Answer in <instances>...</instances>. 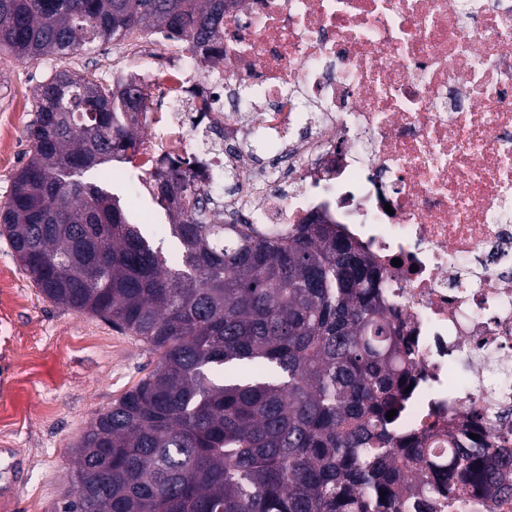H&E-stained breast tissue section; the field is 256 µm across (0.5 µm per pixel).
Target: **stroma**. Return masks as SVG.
<instances>
[{
    "instance_id": "stroma-1",
    "label": "stroma",
    "mask_w": 512,
    "mask_h": 512,
    "mask_svg": "<svg viewBox=\"0 0 512 512\" xmlns=\"http://www.w3.org/2000/svg\"><path fill=\"white\" fill-rule=\"evenodd\" d=\"M128 40L97 41L58 59L0 56V122L16 114L12 146L0 155V202L31 142L35 89L68 68L104 79ZM157 353L101 319L47 300L0 238V449L17 458L24 478L0 512H58L75 489L73 449L99 411L157 364Z\"/></svg>"
}]
</instances>
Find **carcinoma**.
<instances>
[{
	"label": "carcinoma",
	"mask_w": 512,
	"mask_h": 512,
	"mask_svg": "<svg viewBox=\"0 0 512 512\" xmlns=\"http://www.w3.org/2000/svg\"><path fill=\"white\" fill-rule=\"evenodd\" d=\"M146 30L216 65L224 0H0V52L19 61ZM146 100L132 79L57 71L0 204V236L46 299L159 354L81 435L60 512H427L404 499L403 471L432 463L401 427L410 345L381 268L324 217L280 236L212 220L180 164L156 173L165 253L101 168L136 136L120 113ZM474 434L451 436L459 452L428 490L500 488L512 457Z\"/></svg>",
	"instance_id": "carcinoma-1"
}]
</instances>
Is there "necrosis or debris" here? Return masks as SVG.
<instances>
[{"label":"necrosis or debris","instance_id":"obj_1","mask_svg":"<svg viewBox=\"0 0 512 512\" xmlns=\"http://www.w3.org/2000/svg\"><path fill=\"white\" fill-rule=\"evenodd\" d=\"M223 77L190 64L169 90L191 112H141L111 171L155 189L196 158L206 190L233 168L225 213L267 229L325 214L382 267L413 356L403 424L437 465L449 430L512 447V0H237ZM250 88L248 109L222 100ZM467 489L431 512H512Z\"/></svg>","mask_w":512,"mask_h":512}]
</instances>
